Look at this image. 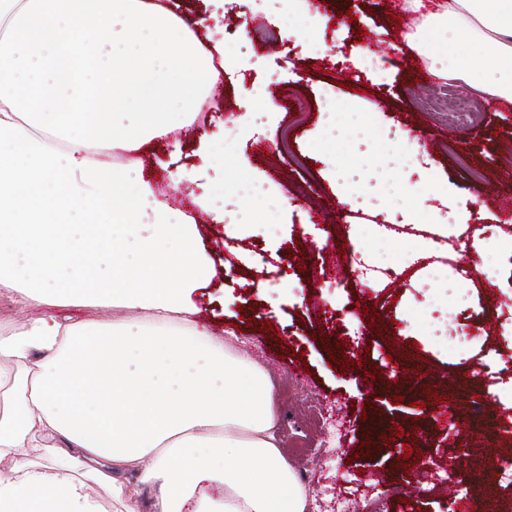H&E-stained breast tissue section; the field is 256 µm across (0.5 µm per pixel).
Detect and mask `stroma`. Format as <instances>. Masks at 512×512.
Wrapping results in <instances>:
<instances>
[{
	"label": "stroma",
	"instance_id": "stroma-1",
	"mask_svg": "<svg viewBox=\"0 0 512 512\" xmlns=\"http://www.w3.org/2000/svg\"><path fill=\"white\" fill-rule=\"evenodd\" d=\"M197 20L203 46L223 40L237 53L219 88L197 95L199 117L185 127L183 153L165 142L142 145L144 177L165 188L182 170L205 169L210 190L246 214L244 238L199 215L197 228L215 275L196 292L204 324L233 328L236 350L273 385L278 444L304 490L306 512H455L459 494L500 496L493 459L512 449V270L471 280L465 247L441 252L449 236L475 222L512 218L495 195L512 193V104H480L466 135L427 100L458 97L409 44L418 21L403 0H318L314 37H284L280 0H179ZM246 38H239L241 19ZM409 131L399 141L396 130ZM224 151L194 153L200 131ZM288 131L291 154L278 148ZM267 177L288 207L269 214L238 196L239 184ZM459 223L445 224L446 214ZM400 271L398 284L362 287L359 264ZM415 375L424 395L448 392L458 420L449 428L432 405L413 407L395 376ZM478 379L491 408L492 433L472 427ZM315 397L308 408L305 396ZM384 415L405 433L427 428L425 447L406 454L393 437L381 457L361 448L364 413ZM340 425L330 441L315 414ZM322 419V420H323ZM318 456L305 470L300 449ZM454 462L458 485H428L421 464Z\"/></svg>",
	"mask_w": 512,
	"mask_h": 512
}]
</instances>
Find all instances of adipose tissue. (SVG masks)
I'll return each instance as SVG.
<instances>
[{"instance_id":"ef3b65f1","label":"adipose tissue","mask_w":512,"mask_h":512,"mask_svg":"<svg viewBox=\"0 0 512 512\" xmlns=\"http://www.w3.org/2000/svg\"><path fill=\"white\" fill-rule=\"evenodd\" d=\"M431 2L404 0L424 14L412 44L462 45L435 46L433 75L511 103L512 0ZM224 54L170 0H0V288L50 309L0 321V512L306 510L265 374L199 323L197 226L131 157L180 147ZM88 305L146 319L52 313Z\"/></svg>"}]
</instances>
